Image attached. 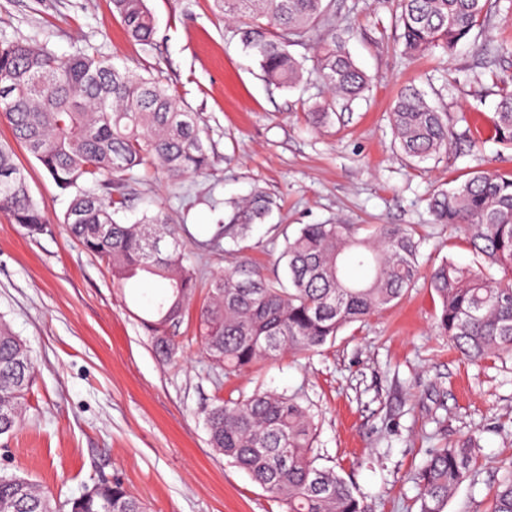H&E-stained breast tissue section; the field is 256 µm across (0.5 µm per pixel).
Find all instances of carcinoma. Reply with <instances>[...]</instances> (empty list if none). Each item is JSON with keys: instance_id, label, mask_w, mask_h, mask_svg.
<instances>
[{"instance_id": "obj_1", "label": "carcinoma", "mask_w": 512, "mask_h": 512, "mask_svg": "<svg viewBox=\"0 0 512 512\" xmlns=\"http://www.w3.org/2000/svg\"><path fill=\"white\" fill-rule=\"evenodd\" d=\"M405 52L447 53L483 26L491 0H383ZM129 36L152 46L157 33L147 0H112ZM235 26L243 48L258 61L266 80L293 88L304 59L292 47L313 37L327 21L324 0H213ZM316 71L330 103L308 113L316 127L332 120V103L358 98L368 78L336 37L324 43ZM0 114L13 136L38 160L56 186L71 195L64 224L84 248L104 261L119 289L140 275L159 277L169 291L141 323L155 353L177 355L175 332L196 292V274L161 210L128 223L123 181L138 166L170 180L199 174L210 165L199 114L187 110L169 87L151 75L118 65L85 47L61 56L32 39L0 40ZM402 154L421 163L448 153L454 132L448 113L430 106L407 86L390 112ZM491 133L512 146V88L503 87ZM230 211L215 243L244 240L252 224H263L277 207L261 188ZM437 224L459 228L476 265L451 259L431 269L439 301L437 323L457 351L478 362L512 359V174L475 172L459 185L432 195ZM0 212L31 233L48 222L31 198L11 146L0 144ZM420 243L402 224H379L357 236L353 224H304L286 241L287 280L269 277L242 261L213 278L199 319L208 359L231 375L285 351L316 350L347 325L399 300L419 275ZM365 265L370 274L352 282L345 269ZM501 273L495 278L491 269ZM34 365L25 342L0 323V438L21 424ZM211 447L286 506V512H366L364 501L334 470L316 463L315 427L295 396L259 391L244 399H216L205 410ZM475 440L430 448L416 474L420 512H444L448 498L474 472ZM68 512H147L124 485L96 483L65 502ZM0 512H60L34 481L0 470ZM490 512H512V466L504 469Z\"/></svg>"}]
</instances>
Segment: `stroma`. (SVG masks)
I'll list each match as a JSON object with an SVG mask.
<instances>
[{"label":"stroma","instance_id":"obj_1","mask_svg":"<svg viewBox=\"0 0 512 512\" xmlns=\"http://www.w3.org/2000/svg\"><path fill=\"white\" fill-rule=\"evenodd\" d=\"M335 31L369 87L337 101L332 124L308 111L328 98L316 75L293 89L269 84L211 0H148L156 41H130L112 0H0V38H28L68 55H101L168 82L203 118L209 168L172 184L151 169L128 175L131 214L167 212L198 273V291L176 331V359L155 354L138 321L163 293L157 280L113 288L104 263L66 230L70 197L15 145L32 199L49 222L32 235L0 213V322L27 344L36 367L23 426L0 450V468L36 480L58 502L101 479H120L148 512H285L211 448L202 411L216 398L255 391L293 394L316 425L320 466L334 469L368 512H419L411 481L427 449L479 438L474 481L445 512H488L512 463V361L464 360L438 327L426 277L442 260L475 261L463 234L434 223L435 189L472 172L512 173V148L490 133L415 164L394 144L389 112L407 85L445 112L489 126L499 90L512 81V0H495L484 27L449 53H402L382 0H326ZM260 187L278 208L250 228L243 251L213 245L224 203ZM408 224L422 241V273L402 299L342 329L312 352L263 359L225 377L202 351L198 317L210 280L246 260L282 273L287 239L305 224Z\"/></svg>","mask_w":512,"mask_h":512}]
</instances>
